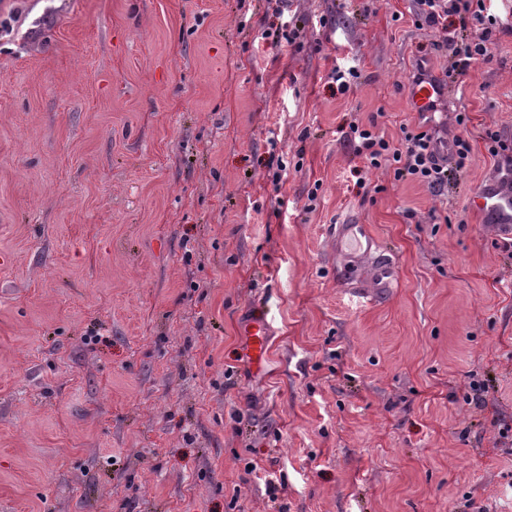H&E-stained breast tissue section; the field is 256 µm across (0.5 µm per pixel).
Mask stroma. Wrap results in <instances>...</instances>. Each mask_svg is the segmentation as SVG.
I'll use <instances>...</instances> for the list:
<instances>
[{
    "mask_svg": "<svg viewBox=\"0 0 512 512\" xmlns=\"http://www.w3.org/2000/svg\"><path fill=\"white\" fill-rule=\"evenodd\" d=\"M281 10L0 0V512H512V255L469 207L484 130L512 144V0L432 119L471 148L439 196L356 188L343 146L420 123L409 76L450 55L416 0ZM337 224L394 288L339 279ZM336 233L344 240L353 258L359 260L372 252L378 245V239L367 224H338L333 227L331 240L336 247ZM397 281V267L395 262L390 259H384L376 264L371 276V284L368 288H376V293L365 292L363 298L372 300L377 293L393 288ZM270 332L266 318L261 316L253 317L246 325L245 333L248 336L249 351L259 369H263L266 363Z\"/></svg>",
    "mask_w": 512,
    "mask_h": 512,
    "instance_id": "stroma-1",
    "label": "stroma"
}]
</instances>
